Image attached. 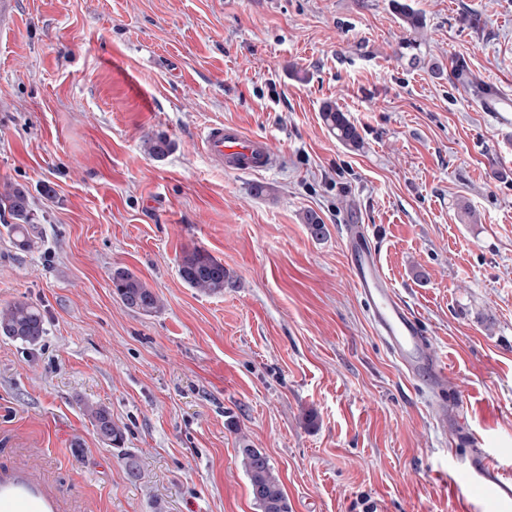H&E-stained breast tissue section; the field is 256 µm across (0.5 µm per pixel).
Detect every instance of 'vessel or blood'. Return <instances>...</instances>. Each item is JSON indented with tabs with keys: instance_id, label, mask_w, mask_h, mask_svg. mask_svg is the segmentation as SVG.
Here are the masks:
<instances>
[{
	"instance_id": "vessel-or-blood-1",
	"label": "vessel or blood",
	"mask_w": 512,
	"mask_h": 512,
	"mask_svg": "<svg viewBox=\"0 0 512 512\" xmlns=\"http://www.w3.org/2000/svg\"><path fill=\"white\" fill-rule=\"evenodd\" d=\"M201 139L209 160L228 171H267L276 162L267 139L234 125H208ZM347 250L352 280L389 353L410 377L440 387L448 374L447 363L432 351L419 319L384 274L365 225H348ZM453 481L471 495L472 512H512V470L497 457L475 451ZM0 512H67V503L59 489L40 475L37 462L20 463L0 456Z\"/></svg>"
}]
</instances>
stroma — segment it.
Segmentation results:
<instances>
[{
	"mask_svg": "<svg viewBox=\"0 0 512 512\" xmlns=\"http://www.w3.org/2000/svg\"><path fill=\"white\" fill-rule=\"evenodd\" d=\"M405 2L425 19L413 48L392 0H18L0 192L26 190L37 232L18 249L0 216V308L33 303L46 332L0 336V443L42 449L80 512H258L247 444L291 512H460L471 449L437 423L449 393L512 467V0ZM328 101L363 149L329 132ZM219 121L268 139L276 167L211 163L198 134ZM350 224L446 357L440 391L376 334ZM194 249L223 263V294L181 279ZM118 266L156 313L113 294ZM111 281L113 293L128 309L149 315L159 307L157 295L129 268H113ZM88 415L102 439L112 445L119 446L124 439V432L112 421L110 410L102 405L92 406Z\"/></svg>",
	"mask_w": 512,
	"mask_h": 512,
	"instance_id": "stroma-1",
	"label": "stroma"
}]
</instances>
